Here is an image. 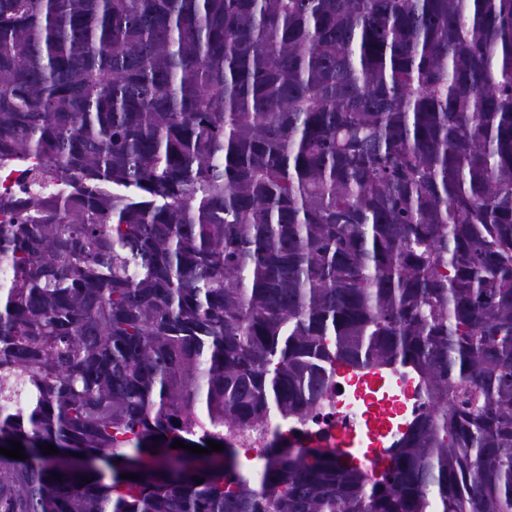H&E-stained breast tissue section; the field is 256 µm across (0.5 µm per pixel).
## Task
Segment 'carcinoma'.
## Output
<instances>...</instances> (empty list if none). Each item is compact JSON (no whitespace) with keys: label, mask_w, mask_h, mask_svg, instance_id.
<instances>
[{"label":"carcinoma","mask_w":512,"mask_h":512,"mask_svg":"<svg viewBox=\"0 0 512 512\" xmlns=\"http://www.w3.org/2000/svg\"><path fill=\"white\" fill-rule=\"evenodd\" d=\"M0 173V512H512V0H0ZM387 373L389 379L384 384L390 386L388 396L399 398L404 422L427 410V401L423 397L420 383L413 373L399 368H391ZM409 391H413L412 397L407 396ZM371 406L368 390L362 381L353 378L352 374L346 377L345 374L340 375L337 372L326 397L311 414L297 422H287L275 416L268 426L266 438L277 435L288 440L304 434L327 435L336 427V422L342 419L345 423L341 422L336 427L329 440L315 439L304 446L334 451L336 454L352 453L358 441L351 434V429L357 431L363 441L371 422Z\"/></svg>","instance_id":"carcinoma-1"}]
</instances>
